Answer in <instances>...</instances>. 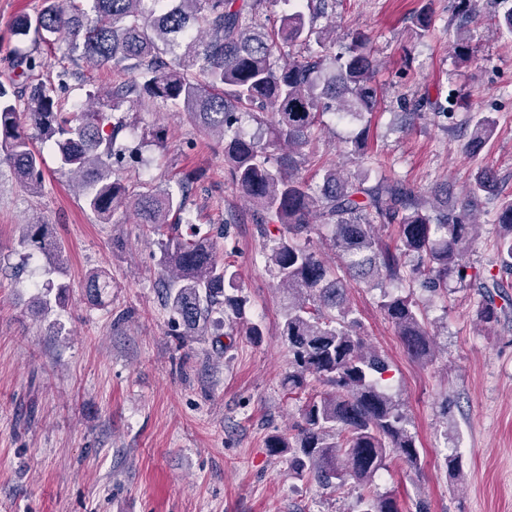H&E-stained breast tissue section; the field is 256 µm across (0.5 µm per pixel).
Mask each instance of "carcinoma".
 <instances>
[{"instance_id":"1","label":"carcinoma","mask_w":512,"mask_h":512,"mask_svg":"<svg viewBox=\"0 0 512 512\" xmlns=\"http://www.w3.org/2000/svg\"><path fill=\"white\" fill-rule=\"evenodd\" d=\"M271 0H42L32 16L14 20L11 33L21 41L35 33L60 55L50 62L10 51L26 70V87L0 84V159L31 193L43 187V159L33 141L52 146L58 171L75 179L84 205L102 224L131 209L139 223L159 232L175 216L188 236L167 239L160 259L167 308L190 330L207 323L216 309L240 314L236 274L217 258L210 229L187 213V200L169 188L131 190L116 176L138 148L118 141L120 127L105 130V107L146 99L168 112H185L208 136L224 143L229 180L252 204V223L279 224L283 233L267 245L282 302L279 335L288 345V373L282 386L305 396L300 419L288 436H272L267 448H286L288 470L333 492L359 489L397 458L418 469L416 435L396 400L382 384L389 364L362 334L361 319L347 300L351 283L380 289L378 307L396 328L407 353L422 362L434 356L433 323L416 297L448 296V285L482 290L476 320L488 329L501 320L493 291L512 277V195H503L492 168L468 182L462 210L448 209L453 189L444 182L427 198L400 179H352L336 166L322 170L317 185L300 177L304 149L328 112L359 116L378 103V69L368 38L357 32L345 51L329 56L330 26H319L322 12L307 5L271 23L261 21ZM468 29L459 28L453 52L471 54ZM316 35L320 48L310 58L286 52ZM91 69L133 71L137 79L115 81L105 91L86 93L68 103L74 54ZM331 59L324 81L316 73ZM266 130L268 139L239 133L242 116ZM465 147L477 151L494 135L493 120L474 115L465 121ZM34 133H28V130ZM367 129L348 142L347 154L368 160ZM288 147L277 157L270 147ZM498 200L497 258L479 270L465 260L477 243L473 216ZM331 228L330 245L339 264L328 263L313 244L318 226ZM392 226L387 243L378 228ZM20 246L49 255L41 309L66 300L69 285L64 249L49 225L27 224ZM111 287L101 271L89 273L85 288L96 300ZM357 512H402L395 494L360 492Z\"/></svg>"}]
</instances>
